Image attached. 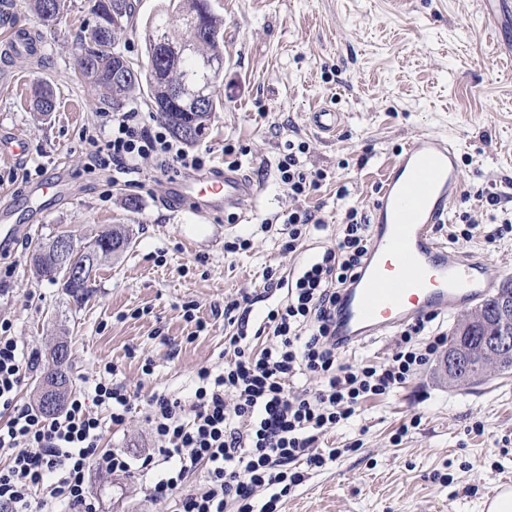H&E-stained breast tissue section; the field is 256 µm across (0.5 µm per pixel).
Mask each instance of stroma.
<instances>
[{
  "instance_id": "35a3bbf8",
  "label": "stroma",
  "mask_w": 512,
  "mask_h": 512,
  "mask_svg": "<svg viewBox=\"0 0 512 512\" xmlns=\"http://www.w3.org/2000/svg\"><path fill=\"white\" fill-rule=\"evenodd\" d=\"M134 16L114 49L145 64L141 30L160 0H132ZM224 18V70L205 138L192 150L206 168L224 167L225 146L259 188L243 199L247 220L228 212L201 219L166 205L168 176L154 162L130 186L111 187L91 167L84 132L101 124L111 104L75 76L77 43L95 25V0H65L57 24L42 25L27 0H0V133L26 143L23 157L0 154V208L21 233L0 249V320H10L31 357L18 394L35 404L37 374L54 343L67 342L73 391L112 363L113 384L134 398L181 394L197 368L224 362L222 316L227 300L262 291L266 271L291 280L333 246L345 206L369 207L384 168L409 138L435 133L459 148L463 187L440 241L486 255L497 281L512 278V233H488L512 220V13L492 31L483 0H210ZM27 29L42 46L37 58L4 53L12 33ZM51 84L55 108L42 117L33 89ZM325 106L343 112L330 140L310 123ZM310 144L308 165L329 176L302 202L319 208L327 226L310 231L286 252L276 216L292 206L276 164L288 141ZM42 174H35V167ZM66 178L71 192L40 207L36 184ZM348 195L336 197L339 187ZM498 193L490 206L481 188ZM470 237H461L465 220ZM121 224L132 248L102 261L92 293L75 305L61 282L30 266L35 243L59 232L85 240ZM249 247L226 252L225 243ZM198 306L203 331L185 321L186 303ZM445 352L400 388L365 401L349 423L321 439L357 451L311 473L281 501L282 512H480L499 480L512 478V372L475 387H449ZM153 372L144 375L145 361ZM419 427L394 444L402 423ZM102 449L133 458L151 453L142 412L124 425H107ZM144 477L102 475L93 480L100 512H175L174 500L147 496Z\"/></svg>"
}]
</instances>
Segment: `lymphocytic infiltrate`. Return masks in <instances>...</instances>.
<instances>
[{
  "mask_svg": "<svg viewBox=\"0 0 512 512\" xmlns=\"http://www.w3.org/2000/svg\"><path fill=\"white\" fill-rule=\"evenodd\" d=\"M85 140L101 166L111 168L113 183L139 173L143 161L161 158L184 171H199L203 159L173 140L162 124L139 112H116ZM306 141H292L278 161L280 180L293 200L318 189L327 174L309 169ZM366 213L347 207L336 244L303 266L289 284L265 274L264 294L287 288L286 304L264 318L272 343L258 348L249 332L250 294L228 301L225 314L236 330L224 339L230 358L223 368L200 367L196 386L185 399L152 393L143 408L155 450L134 463L120 449L100 452L102 420L109 409L122 425L134 402L106 380L95 381L91 397L74 396L58 414L47 416L18 406L25 354L12 336L9 320L0 321V512H99L91 492L93 473L150 474L146 488L153 500L176 498L178 512H280L289 489L313 471L335 464L360 448H320V435L351 420L362 402L406 383L446 345L438 333L425 336L426 319L403 325L396 350L383 365L340 363L335 341L340 292L357 277L371 246ZM311 375L315 388L293 393L291 381ZM204 473L202 484L189 480Z\"/></svg>",
  "mask_w": 512,
  "mask_h": 512,
  "instance_id": "obj_1",
  "label": "lymphocytic infiltrate"
}]
</instances>
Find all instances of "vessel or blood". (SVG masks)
Segmentation results:
<instances>
[{
	"label": "vessel or blood",
	"mask_w": 512,
	"mask_h": 512,
	"mask_svg": "<svg viewBox=\"0 0 512 512\" xmlns=\"http://www.w3.org/2000/svg\"><path fill=\"white\" fill-rule=\"evenodd\" d=\"M312 125L331 136L342 115L331 107L312 112ZM458 151L447 138L422 134L407 140L382 175L370 207L372 241L356 281L341 294L336 312L340 346L392 331L429 314H452L488 299L496 281L483 256L439 241L462 186ZM240 171L219 169L187 180L173 179L168 201L210 214L237 207L256 194Z\"/></svg>",
	"instance_id": "1"
}]
</instances>
